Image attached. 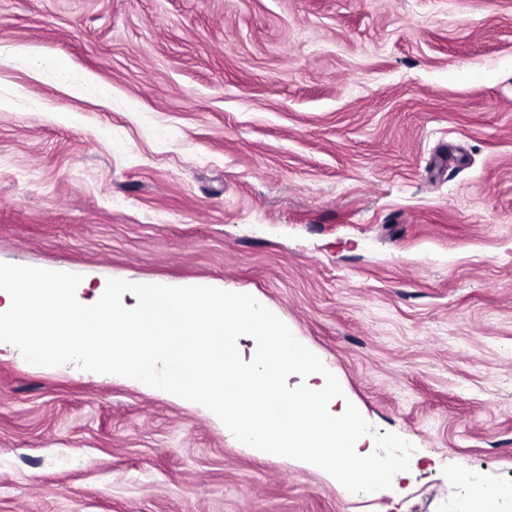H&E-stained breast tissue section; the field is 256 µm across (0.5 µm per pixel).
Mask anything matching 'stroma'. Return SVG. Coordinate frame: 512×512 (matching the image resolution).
Segmentation results:
<instances>
[{
    "label": "stroma",
    "instance_id": "1",
    "mask_svg": "<svg viewBox=\"0 0 512 512\" xmlns=\"http://www.w3.org/2000/svg\"><path fill=\"white\" fill-rule=\"evenodd\" d=\"M0 262L254 294L416 462L351 493L7 346L0 512H473L512 484V0H0Z\"/></svg>",
    "mask_w": 512,
    "mask_h": 512
}]
</instances>
